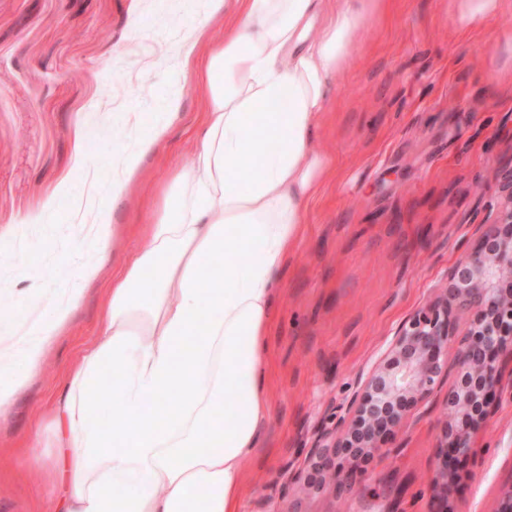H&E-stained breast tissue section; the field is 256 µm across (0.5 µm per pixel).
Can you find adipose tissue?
Here are the masks:
<instances>
[{
    "label": "adipose tissue",
    "instance_id": "adipose-tissue-1",
    "mask_svg": "<svg viewBox=\"0 0 512 512\" xmlns=\"http://www.w3.org/2000/svg\"><path fill=\"white\" fill-rule=\"evenodd\" d=\"M383 3L336 0L327 13L323 0H238L207 53L192 163L172 172L64 375L54 459L32 458L63 487L58 512H241L272 409L280 274L335 172L312 142L367 10Z\"/></svg>",
    "mask_w": 512,
    "mask_h": 512
}]
</instances>
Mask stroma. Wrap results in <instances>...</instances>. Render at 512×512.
<instances>
[{
	"instance_id": "35a3bbf8",
	"label": "stroma",
	"mask_w": 512,
	"mask_h": 512,
	"mask_svg": "<svg viewBox=\"0 0 512 512\" xmlns=\"http://www.w3.org/2000/svg\"><path fill=\"white\" fill-rule=\"evenodd\" d=\"M369 11L333 81L314 147L337 179L312 202L269 333L275 391L242 512H428L446 393L407 419L354 488L297 502L286 484L398 325L432 300L490 227L512 168V8L457 30L448 0ZM236 0H0V512H47L56 487L24 463L38 415L100 321L207 105L205 53ZM82 129V151L73 132ZM450 512H496L512 482V386L471 435Z\"/></svg>"
}]
</instances>
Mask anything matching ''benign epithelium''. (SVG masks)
<instances>
[{"instance_id": "1", "label": "benign epithelium", "mask_w": 512, "mask_h": 512, "mask_svg": "<svg viewBox=\"0 0 512 512\" xmlns=\"http://www.w3.org/2000/svg\"><path fill=\"white\" fill-rule=\"evenodd\" d=\"M499 178L506 198L497 221L458 258L440 294L400 324L348 402L343 435L314 433L303 467L291 477L294 494L347 491L357 479V463L390 450L409 413L448 378L456 316L470 312L457 380L448 390L450 416L430 503V512H448L458 471L472 456L471 433L496 412L504 380L512 378V168Z\"/></svg>"}]
</instances>
